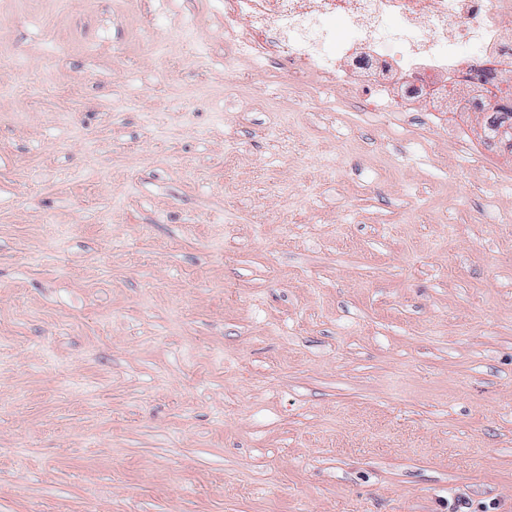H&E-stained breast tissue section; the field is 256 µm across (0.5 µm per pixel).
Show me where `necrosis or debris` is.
Wrapping results in <instances>:
<instances>
[{
    "label": "necrosis or debris",
    "instance_id": "necrosis-or-debris-1",
    "mask_svg": "<svg viewBox=\"0 0 512 512\" xmlns=\"http://www.w3.org/2000/svg\"><path fill=\"white\" fill-rule=\"evenodd\" d=\"M512 0H224V30L234 54L287 61L301 80L341 85L367 112H401L431 96L440 75L469 87L451 112L512 120V104L491 98L487 70L512 76ZM346 26L337 35L333 20ZM373 77L358 85L357 77ZM397 77L393 92L389 77Z\"/></svg>",
    "mask_w": 512,
    "mask_h": 512
}]
</instances>
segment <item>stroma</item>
<instances>
[{
  "label": "stroma",
  "instance_id": "stroma-1",
  "mask_svg": "<svg viewBox=\"0 0 512 512\" xmlns=\"http://www.w3.org/2000/svg\"><path fill=\"white\" fill-rule=\"evenodd\" d=\"M0 512H512V150L233 56L224 0H0Z\"/></svg>",
  "mask_w": 512,
  "mask_h": 512
}]
</instances>
